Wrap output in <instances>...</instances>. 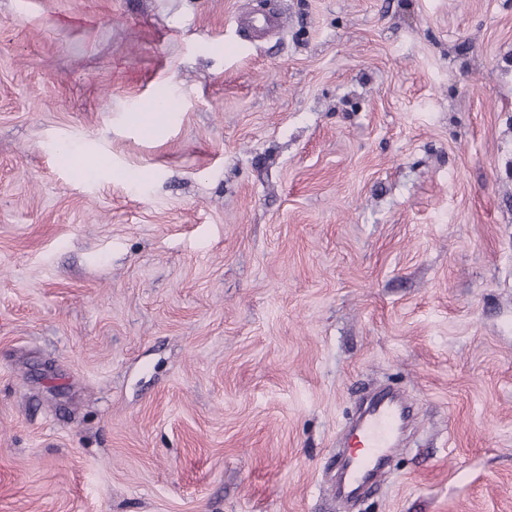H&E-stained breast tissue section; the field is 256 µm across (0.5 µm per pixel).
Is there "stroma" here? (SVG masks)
<instances>
[{"instance_id": "35a3bbf8", "label": "stroma", "mask_w": 512, "mask_h": 512, "mask_svg": "<svg viewBox=\"0 0 512 512\" xmlns=\"http://www.w3.org/2000/svg\"><path fill=\"white\" fill-rule=\"evenodd\" d=\"M0 313V512H512V0H0ZM239 25L254 33L266 34L279 29L281 26L280 17L274 13L257 16L247 14L240 20ZM155 102L149 106L150 112H138L132 117V121L140 128L148 131H161L168 127L173 119V112H156ZM410 418L411 407L397 392H385L370 400L349 432L351 451L341 457L342 493L346 486V497L381 480L398 435Z\"/></svg>"}]
</instances>
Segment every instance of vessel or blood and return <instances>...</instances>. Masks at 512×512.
<instances>
[{
    "instance_id": "obj_1",
    "label": "vessel or blood",
    "mask_w": 512,
    "mask_h": 512,
    "mask_svg": "<svg viewBox=\"0 0 512 512\" xmlns=\"http://www.w3.org/2000/svg\"><path fill=\"white\" fill-rule=\"evenodd\" d=\"M240 25L251 32L265 34L279 29L281 22L273 13L248 14L242 17ZM410 417L411 409L399 393L389 391L370 400L349 432L350 452L341 457L342 484L349 495H356L381 480L398 435Z\"/></svg>"
}]
</instances>
